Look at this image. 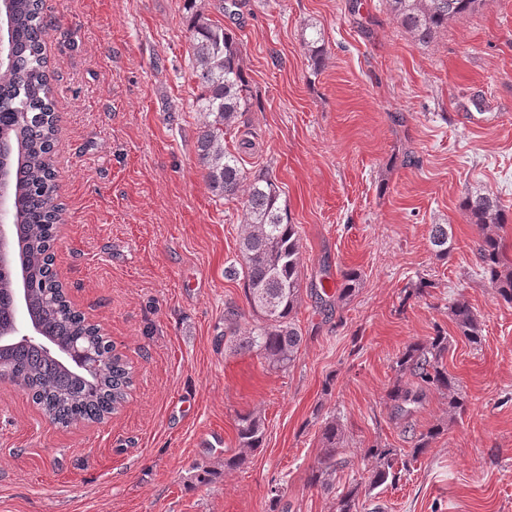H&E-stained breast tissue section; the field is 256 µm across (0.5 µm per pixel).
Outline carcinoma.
Masks as SVG:
<instances>
[{
  "instance_id": "1",
  "label": "carcinoma",
  "mask_w": 512,
  "mask_h": 512,
  "mask_svg": "<svg viewBox=\"0 0 512 512\" xmlns=\"http://www.w3.org/2000/svg\"><path fill=\"white\" fill-rule=\"evenodd\" d=\"M188 27L192 35V76L202 121L196 138L197 158L205 171L211 192L242 205L244 234L240 251L245 266L229 268L235 277L243 274L247 301L258 322L242 326L244 313L234 303L224 308V345L232 352L255 351L268 367L286 370L295 360L302 335L291 319L301 300V242L296 225L288 222L286 201L279 185L267 172L252 180L241 158L226 147V138L250 111L257 92L244 73L240 43L223 25L213 21L188 0ZM391 12L414 42L425 45L448 27V20L473 13L483 0H389ZM0 12L9 26L11 64L0 71V172L8 190L14 240L24 255L26 313L57 346L87 353L89 366L64 367L51 360L38 343H11L0 348V381L28 392L32 400L63 428L97 422L118 412L133 386L130 363L115 352L101 329L76 310L50 273L51 250L56 237L60 206L56 203V173L53 151L59 133L52 75L45 54L46 27L42 0H0ZM321 31L310 27L303 46L313 63L321 61L324 49ZM471 223L481 240L477 259L491 287L512 303V257L503 242L504 228L498 201L486 195H471L464 201ZM431 243L437 253L448 255L452 232L435 224ZM14 278L11 254L0 262V333L14 329L18 314L10 292ZM359 275L343 274L341 287L315 293L324 307L344 304L355 294ZM459 335L472 347L482 345V329L476 314L464 300L451 307ZM453 338L439 330L422 341L411 342L395 360L396 379L388 391L390 420L403 426L412 448L375 443L364 450L368 482L351 483L335 498L333 512H359L360 499L386 484L400 480L414 462L426 453L443 432L436 424L425 431L411 422L415 409L433 391L448 395V413L461 414L467 400L458 392L456 378L444 363ZM265 423L255 413L237 419L241 452L224 459V467L242 465L247 453L263 445ZM342 425L336 419L324 424L322 448L312 467L311 485L330 493L337 473L348 461L340 456Z\"/></svg>"
}]
</instances>
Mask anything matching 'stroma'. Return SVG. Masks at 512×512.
Returning a JSON list of instances; mask_svg holds the SVG:
<instances>
[{"mask_svg":"<svg viewBox=\"0 0 512 512\" xmlns=\"http://www.w3.org/2000/svg\"><path fill=\"white\" fill-rule=\"evenodd\" d=\"M228 2L197 5L236 34L258 95L245 171L276 178L299 227L297 358L275 371L219 338L225 303L250 309L242 279L225 275L242 262L241 205L215 197L198 162L184 0H44L64 207L55 266L132 363L134 386L110 418L62 429L0 382V512H270L275 486L291 512H332L308 483L322 426L344 429L340 489L365 477V448L405 447L387 417L394 362L438 327L454 339L448 370L467 409L449 418L431 393L412 421L447 431L360 512H512V304L482 272L462 207L496 198L512 248V0H485L426 45L388 0ZM312 25L318 67L302 44ZM435 224L452 227L448 255L430 242ZM349 270L353 299L324 311L312 288ZM458 299L480 347L457 335ZM247 412L265 421L263 445L225 468ZM198 466L215 479L197 483ZM451 313L459 335L472 347L482 345V329L471 306L464 300H457L451 307Z\"/></svg>","mask_w":512,"mask_h":512,"instance_id":"35a3bbf8","label":"stroma"}]
</instances>
